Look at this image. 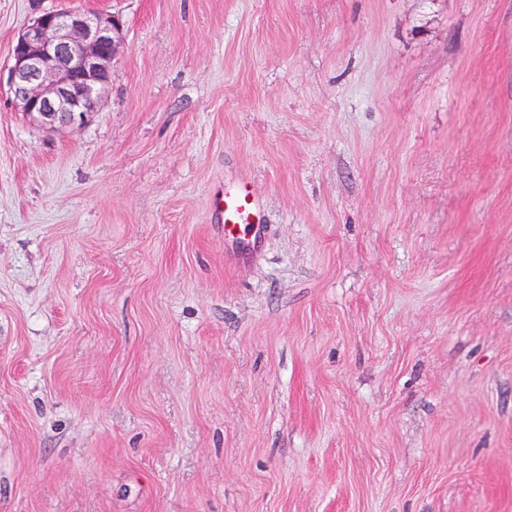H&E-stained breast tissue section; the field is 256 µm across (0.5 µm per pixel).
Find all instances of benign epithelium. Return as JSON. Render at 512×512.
<instances>
[{"mask_svg": "<svg viewBox=\"0 0 512 512\" xmlns=\"http://www.w3.org/2000/svg\"><path fill=\"white\" fill-rule=\"evenodd\" d=\"M121 31L118 17L93 11L34 19L11 50L8 86L20 111L52 130L87 123L112 81Z\"/></svg>", "mask_w": 512, "mask_h": 512, "instance_id": "benign-epithelium-1", "label": "benign epithelium"}]
</instances>
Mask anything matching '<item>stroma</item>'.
Instances as JSON below:
<instances>
[{"label":"stroma","instance_id":"obj_1","mask_svg":"<svg viewBox=\"0 0 512 512\" xmlns=\"http://www.w3.org/2000/svg\"><path fill=\"white\" fill-rule=\"evenodd\" d=\"M44 10L122 41L0 85V512H512V0H0V69ZM122 23L112 14L49 11L32 21L11 50L9 91L21 112L60 130L87 123L112 81ZM215 203L224 214V239H244L241 234L249 230L252 235L256 234L257 225L251 223L256 205L247 182L224 183L223 190L215 197Z\"/></svg>","mask_w":512,"mask_h":512}]
</instances>
